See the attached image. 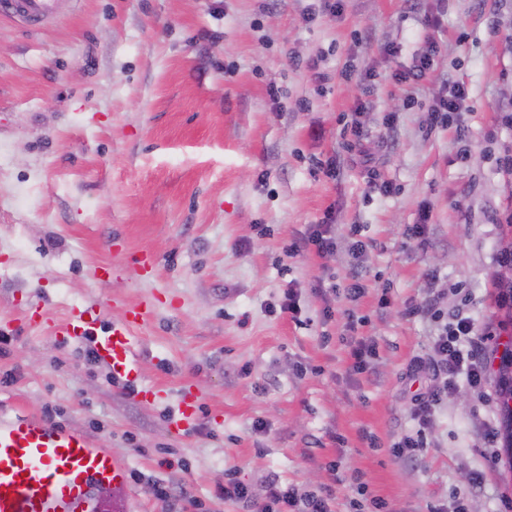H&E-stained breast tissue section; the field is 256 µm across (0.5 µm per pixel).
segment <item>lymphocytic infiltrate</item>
I'll return each mask as SVG.
<instances>
[{"label":"lymphocytic infiltrate","instance_id":"lymphocytic-infiltrate-1","mask_svg":"<svg viewBox=\"0 0 512 512\" xmlns=\"http://www.w3.org/2000/svg\"><path fill=\"white\" fill-rule=\"evenodd\" d=\"M442 298V292H429L423 304L411 309L412 314L437 323V334L429 351L410 358L408 363L411 376L428 381L426 389L413 402V427L391 446L394 457L411 463L418 462L427 446L426 433L435 425L445 400L457 388L459 380L478 386L484 379L481 343L488 340V332L479 331L474 320L461 313L455 315L453 322H442ZM216 494L226 500L244 503L250 512H334L336 504L333 490H326L322 495L301 496L275 479L269 481L261 498L256 497L249 486L232 478L218 486Z\"/></svg>","mask_w":512,"mask_h":512}]
</instances>
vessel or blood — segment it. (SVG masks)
Instances as JSON below:
<instances>
[{"instance_id": "obj_1", "label": "vessel or blood", "mask_w": 512, "mask_h": 512, "mask_svg": "<svg viewBox=\"0 0 512 512\" xmlns=\"http://www.w3.org/2000/svg\"><path fill=\"white\" fill-rule=\"evenodd\" d=\"M1 11L37 25L56 15L58 2L0 0ZM150 315L149 306H136L98 339L96 353L111 366L115 381L136 375L132 330ZM93 329L88 310L74 308L59 332L85 336ZM127 482L125 461L94 447L83 433L0 413V512H98L99 494L125 488Z\"/></svg>"}]
</instances>
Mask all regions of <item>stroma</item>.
Listing matches in <instances>:
<instances>
[{
  "label": "stroma",
  "mask_w": 512,
  "mask_h": 512,
  "mask_svg": "<svg viewBox=\"0 0 512 512\" xmlns=\"http://www.w3.org/2000/svg\"><path fill=\"white\" fill-rule=\"evenodd\" d=\"M310 4L62 0L38 28L0 14V412L81 431L124 459L142 512H168L156 484L190 488L196 512H247L215 495L228 470L258 494L274 478L303 495L358 476L365 494L337 492L336 512H354L355 498L429 512L463 492L471 512H505L512 466L482 433L499 418L498 341L512 336L497 286L512 213L501 112L512 0H347L342 15L313 21ZM434 16L432 70L396 83ZM452 80L469 90L464 159L453 131L431 124ZM352 118L393 194L369 191L338 149ZM331 157L338 179L313 174ZM424 204L421 246L404 230ZM331 205L335 250L288 255ZM354 224L367 245L358 257ZM353 269L365 283L357 303L315 294ZM432 272L445 312L497 336L485 343L486 384L459 383L412 465L389 445L412 426L406 365L437 332L406 313ZM291 288L296 315L281 309ZM146 300L136 384L91 360L93 337L57 333L72 308L106 329ZM353 333L378 344L372 375L351 369ZM184 389L200 408L177 432Z\"/></svg>",
  "instance_id": "obj_1"
}]
</instances>
